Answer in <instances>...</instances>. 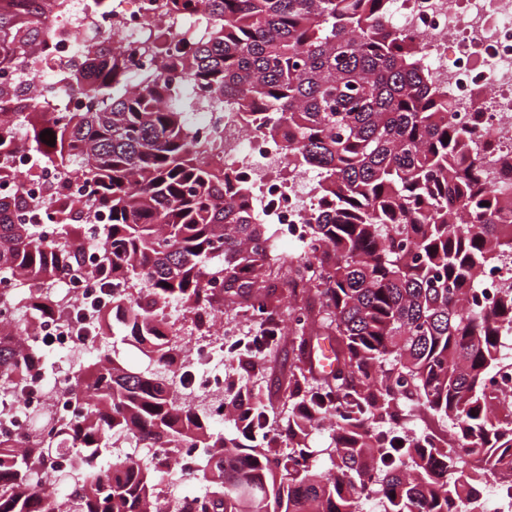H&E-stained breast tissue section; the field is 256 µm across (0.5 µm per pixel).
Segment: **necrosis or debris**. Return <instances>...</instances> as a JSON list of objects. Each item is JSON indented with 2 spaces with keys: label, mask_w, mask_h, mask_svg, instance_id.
Segmentation results:
<instances>
[{
  "label": "necrosis or debris",
  "mask_w": 512,
  "mask_h": 512,
  "mask_svg": "<svg viewBox=\"0 0 512 512\" xmlns=\"http://www.w3.org/2000/svg\"><path fill=\"white\" fill-rule=\"evenodd\" d=\"M58 17L74 31L91 27L110 35L114 45L133 54L135 72L150 68L139 55L141 33L162 24L171 48L188 43L196 32L190 18L174 17L157 0H114L109 16L94 11L89 0H63ZM391 17L402 30L418 37L424 66L453 101L450 120L475 124L478 135L494 151L486 158L491 180L512 183V0H392ZM199 119L224 131V166L245 174L254 187L256 204L268 223L283 226L289 238L299 239L316 208L313 183L305 172L280 175L282 144L264 137L257 126L229 121L226 113L204 111ZM71 321H42L26 337V345L52 337L57 350L79 356L98 338L70 335ZM233 328L206 324L185 342L184 380L176 386L178 403L206 409L215 419L224 417V342ZM70 373L46 379L34 369L24 389L0 399V435H21L27 417L36 412L79 414L70 403Z\"/></svg>",
  "instance_id": "obj_1"
}]
</instances>
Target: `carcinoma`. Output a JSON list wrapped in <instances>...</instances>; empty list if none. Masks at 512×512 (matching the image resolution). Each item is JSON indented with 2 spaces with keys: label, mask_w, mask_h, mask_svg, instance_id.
Segmentation results:
<instances>
[{
  "label": "carcinoma",
  "mask_w": 512,
  "mask_h": 512,
  "mask_svg": "<svg viewBox=\"0 0 512 512\" xmlns=\"http://www.w3.org/2000/svg\"><path fill=\"white\" fill-rule=\"evenodd\" d=\"M194 12L200 36L173 51L162 29L140 51L153 67L131 81V57L103 40L78 44L82 68L67 92L89 107L41 112L42 92L0 107V168L25 129L33 168L50 166L91 187L82 205L56 188L49 203L25 197L15 221L0 207V314L62 319L57 283L83 273V217L106 213L96 271L113 292L99 308L100 348L71 371L82 416L36 419L33 433L0 440V512H157L156 489L174 479L207 483L201 512H485L483 482L512 478V286L486 303L480 274L512 258V191L486 175L485 150L448 121V95L393 26L391 0H165ZM27 60L20 24L0 42ZM233 118L260 114L272 140L288 129V168L318 176L321 204L302 250L274 254L246 176L224 168V134L190 120L197 101ZM50 130L55 145L42 142ZM57 228L48 240L42 221ZM266 315L263 348L282 335L270 309L288 294L287 333L326 339L336 368L320 385L291 371L282 417L288 452L265 428L272 402L248 383L224 388V420L252 415L249 437H227L207 412L175 405L170 377L183 345L161 330L162 311L195 319L213 309ZM169 287H164V284ZM144 349L145 371L111 356L106 322ZM0 333V389L26 382L43 350ZM329 427L314 464L309 430ZM144 448L202 449L196 476L163 455H112L115 436ZM73 453L66 493L53 461ZM51 487L36 491L34 482Z\"/></svg>",
  "instance_id": "obj_1"
}]
</instances>
